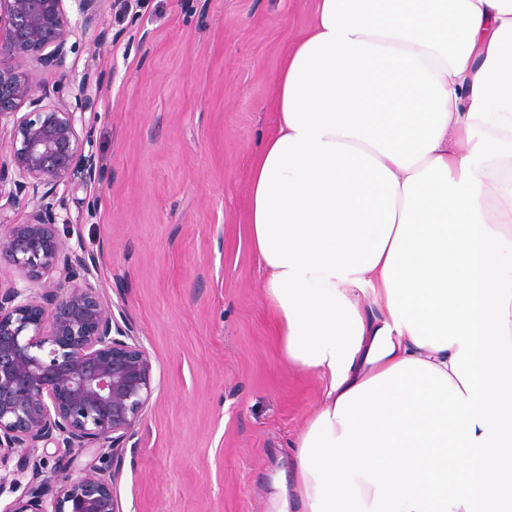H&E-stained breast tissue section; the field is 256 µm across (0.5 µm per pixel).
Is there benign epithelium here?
Masks as SVG:
<instances>
[{
	"label": "benign epithelium",
	"instance_id": "obj_1",
	"mask_svg": "<svg viewBox=\"0 0 512 512\" xmlns=\"http://www.w3.org/2000/svg\"><path fill=\"white\" fill-rule=\"evenodd\" d=\"M74 2L93 26L102 0ZM71 33L64 0H0V126L11 125L0 200L24 211L20 222L0 217V259L13 275L0 278V491L24 486L3 512H120L113 462L100 455L49 472L36 451L123 448L154 393L151 354L92 283L98 256L58 228L68 223L59 186L102 178L85 151L92 77L76 86L66 78ZM42 69L61 74L55 103L45 102ZM20 448L28 453L14 465Z\"/></svg>",
	"mask_w": 512,
	"mask_h": 512
}]
</instances>
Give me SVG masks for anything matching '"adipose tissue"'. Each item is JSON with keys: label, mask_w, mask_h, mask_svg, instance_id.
I'll list each match as a JSON object with an SVG mask.
<instances>
[{"label": "adipose tissue", "mask_w": 512, "mask_h": 512, "mask_svg": "<svg viewBox=\"0 0 512 512\" xmlns=\"http://www.w3.org/2000/svg\"><path fill=\"white\" fill-rule=\"evenodd\" d=\"M250 240L322 401L270 512H512V0H317Z\"/></svg>", "instance_id": "1"}]
</instances>
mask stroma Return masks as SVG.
<instances>
[{
    "mask_svg": "<svg viewBox=\"0 0 512 512\" xmlns=\"http://www.w3.org/2000/svg\"><path fill=\"white\" fill-rule=\"evenodd\" d=\"M315 0H103L97 44L74 0L68 79L100 76L86 151L103 179L69 190V244L155 366L128 447L122 512H267L321 379L284 358L247 233L253 156L274 126L272 77ZM94 207H87V200Z\"/></svg>",
    "mask_w": 512,
    "mask_h": 512,
    "instance_id": "1",
    "label": "stroma"
}]
</instances>
